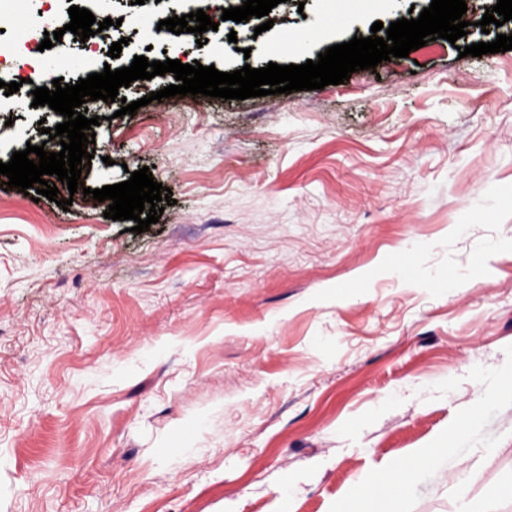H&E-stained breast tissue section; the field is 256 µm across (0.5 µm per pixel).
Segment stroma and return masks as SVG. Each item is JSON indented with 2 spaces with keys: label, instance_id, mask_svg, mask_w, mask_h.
<instances>
[{
  "label": "stroma",
  "instance_id": "stroma-1",
  "mask_svg": "<svg viewBox=\"0 0 512 512\" xmlns=\"http://www.w3.org/2000/svg\"><path fill=\"white\" fill-rule=\"evenodd\" d=\"M198 0H0V80L34 63L72 85L134 57L222 72L300 65L397 13L374 0L328 20L282 0L259 35L205 44L151 25ZM468 33L321 90L175 96L121 115L173 74L88 102L85 186L149 168L172 191L137 234L107 203L61 209L0 175V512H336L357 480L452 444L405 491L410 512H512V50L460 57L497 0H465ZM79 6L120 20L88 50L48 27ZM308 31L305 53L288 33ZM63 120L0 92V161ZM480 415L457 438L449 431Z\"/></svg>",
  "mask_w": 512,
  "mask_h": 512
}]
</instances>
